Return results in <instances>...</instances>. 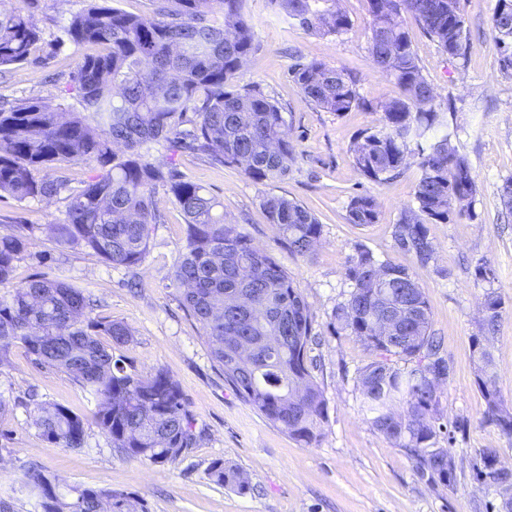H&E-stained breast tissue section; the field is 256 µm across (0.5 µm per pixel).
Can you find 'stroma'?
<instances>
[{"label": "stroma", "mask_w": 512, "mask_h": 512, "mask_svg": "<svg viewBox=\"0 0 512 512\" xmlns=\"http://www.w3.org/2000/svg\"><path fill=\"white\" fill-rule=\"evenodd\" d=\"M495 4L460 0L467 42L458 59L443 52L411 14L403 16L421 73L434 92V108L455 109L448 118L452 142L468 157L478 186L472 218L428 225L435 249L428 265L402 251L393 236L401 211L414 203L422 175L418 157L409 156L398 177L377 184L359 172L349 151L361 134L381 129V102L400 94L370 56L366 0H339L350 25L341 35L325 37L308 34L275 12L269 0H246L254 50L240 81L260 85L281 106L297 152L288 176L258 184L239 167L215 166L193 152L173 154L161 141L149 146L152 162L176 164L223 202L226 222L237 225L294 278L312 321L307 364L328 404L318 443L289 438L236 394L212 360L171 282L186 224L165 191L156 195L162 220L150 252L134 270L55 242L50 226L65 218L63 198L20 203L0 197L1 235L15 233L21 224L34 227L13 272L14 284L47 274L86 289L97 302L96 315L125 322L134 333L131 343L114 349V357L142 374L166 370L203 432L181 461L164 466L122 458L93 425L80 448L49 445L32 425L33 399L61 403L89 418L96 398L69 376L36 368L24 348L14 346L0 367V399L7 405L0 427L10 432L9 438H0V501L10 512H39L25 477L31 469L70 484L138 495L149 512H499L500 495L477 478L474 464L488 448L512 464V435L487 417L471 343L483 295L494 289L505 311L490 346L497 386L512 402V214L501 201L502 186L512 179V69L504 67L489 27ZM85 5L86 0H0L1 11L31 14L43 33L31 60L0 73V102L36 98L53 108L82 111L71 75L78 61L98 48L72 44L64 28ZM298 56L345 70L366 107L336 114L306 100L288 75ZM364 192L376 198L380 218L374 224L350 223L349 203ZM266 194L286 197L315 215L322 234L311 254L294 255L281 245L277 226L261 206ZM361 246L379 260L405 266L430 306L431 329L451 368L441 395L457 461L450 484L421 477L402 451L374 431L362 409L356 377L372 356L356 337L332 326L334 308L351 290L345 269ZM481 264L493 269L494 282L477 279ZM217 459L247 473L251 492L241 495L210 481L206 469Z\"/></svg>", "instance_id": "obj_1"}]
</instances>
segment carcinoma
Wrapping results in <instances>:
<instances>
[{
  "instance_id": "1",
  "label": "carcinoma",
  "mask_w": 512,
  "mask_h": 512,
  "mask_svg": "<svg viewBox=\"0 0 512 512\" xmlns=\"http://www.w3.org/2000/svg\"><path fill=\"white\" fill-rule=\"evenodd\" d=\"M246 0H156L151 16L126 14L112 0H90L71 16L65 33L76 45L102 52L83 57L71 77L82 112H54L35 99L0 104V194L19 202L57 197L67 191L64 170L93 164L98 173L66 196L65 220L50 229L57 244L98 256L114 268L140 266L159 223L156 193L163 189L186 220V240L172 272L179 301L198 324L213 360L233 390L268 421L306 445L319 441L327 401L307 365L312 341L308 306L291 275L267 252L254 247L236 225L224 222L221 203L189 181L173 164L148 160L144 146L160 139L172 153L192 151L211 163L242 168L256 183L280 180L295 160L296 147L283 128V112L255 84L239 85L254 47L245 19ZM371 16L369 52L375 67L402 95L382 105L383 127L366 132L350 147L357 169L382 183L400 174L408 155L419 158L422 176L415 205L404 209L393 235L400 249L421 265L433 259L427 225L472 216L477 183L468 158L453 145L445 113L421 74L401 13L410 12L427 35L453 58L463 55L467 32L459 0H367ZM272 7L319 36L339 35L350 19L336 0H270ZM220 13L219 24L212 14ZM490 28L503 65L512 68V8L493 12ZM42 31L21 11H0V70L29 60ZM304 97L326 112H349L363 104L356 82L341 69L298 61L289 70ZM53 169L55 175L35 173ZM262 206L278 226L281 242L305 255L322 225L297 202L267 195ZM374 196L352 198L348 220L375 224ZM19 232L0 235V365L21 344L35 367L70 375L98 401L96 424L124 458L153 465L174 464L197 445L201 433L178 384L163 370L142 375L127 370L112 350L132 340L122 321L93 314L89 293L42 275L11 283L15 263L27 251ZM352 289L332 312L335 331L359 338L373 355L359 370L357 385L372 428L411 461L418 473L443 485L455 458L441 437L440 344L431 332V312L408 269L377 259L364 248L345 270ZM504 301L484 294L476 383L489 419L512 434V405L496 385L494 360L484 344L494 334ZM111 339L104 345L100 337ZM403 404L397 413L394 403ZM33 425L48 444L80 448L85 421L66 406L38 402ZM478 476L486 483H512V465L488 449ZM209 480L239 494L250 479L217 459ZM41 492V512H148L144 500L105 488L70 485L31 474Z\"/></svg>"
}]
</instances>
